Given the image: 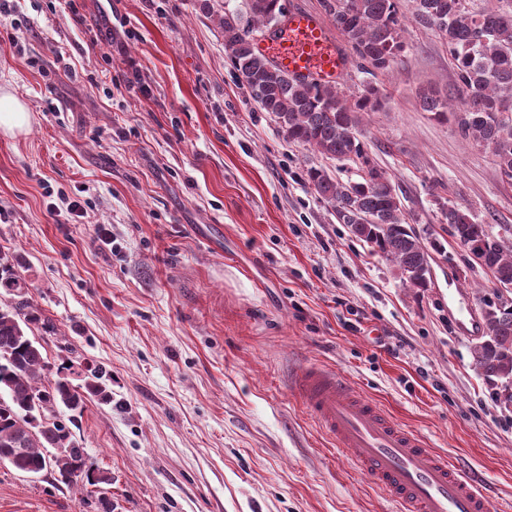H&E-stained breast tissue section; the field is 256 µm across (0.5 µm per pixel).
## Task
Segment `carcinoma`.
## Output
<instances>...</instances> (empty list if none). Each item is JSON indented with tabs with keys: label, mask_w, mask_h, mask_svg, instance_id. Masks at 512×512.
I'll return each instance as SVG.
<instances>
[{
	"label": "carcinoma",
	"mask_w": 512,
	"mask_h": 512,
	"mask_svg": "<svg viewBox=\"0 0 512 512\" xmlns=\"http://www.w3.org/2000/svg\"><path fill=\"white\" fill-rule=\"evenodd\" d=\"M324 8L345 36L358 69L373 74L391 67L405 32L401 0H324ZM285 12V0H249V20L232 10L220 16L224 50L237 81L288 140L329 161L359 164L364 176L358 182L340 181L322 165L306 170L307 181L375 254L402 274L428 273L431 252L440 251L441 244L434 239L426 245L407 227L399 194L364 149L360 114L378 110L379 90L368 87L355 95L336 85L300 82L255 51L254 32L275 24ZM415 18L446 40L456 73L455 95L428 90L420 95L421 109L453 120L466 144L489 153L500 175L512 181V8H476L473 0H415ZM442 215L469 254L495 280L512 285V246L490 235L465 206L450 203ZM0 287L19 297L0 308V464L24 474L49 472L66 486L99 495L103 504L112 473L89 459L61 412L81 414L89 397L112 401L107 373L91 366L82 383H74L73 366L51 364L28 335L24 324L35 316L14 265L0 263ZM476 299L484 306L486 332L473 347L475 365L489 380L512 377V299L480 289Z\"/></svg>",
	"instance_id": "obj_1"
}]
</instances>
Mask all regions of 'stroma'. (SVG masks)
<instances>
[{
	"mask_svg": "<svg viewBox=\"0 0 512 512\" xmlns=\"http://www.w3.org/2000/svg\"><path fill=\"white\" fill-rule=\"evenodd\" d=\"M248 0H16L0 14V91L30 126L0 132V254L16 258L50 362L112 375L74 438L111 471L112 512H397L305 411L293 374H340L512 501V406L473 363L474 292L491 274L444 224L469 207L512 225V182L419 95L453 91L448 48L402 0L382 94L362 128L409 226L439 238L427 288L402 284L336 219L289 141L236 80L217 15ZM82 217L71 218L69 202ZM107 225L111 244L97 239ZM0 512H102L49 473L0 464Z\"/></svg>",
	"mask_w": 512,
	"mask_h": 512,
	"instance_id": "35a3bbf8",
	"label": "stroma"
}]
</instances>
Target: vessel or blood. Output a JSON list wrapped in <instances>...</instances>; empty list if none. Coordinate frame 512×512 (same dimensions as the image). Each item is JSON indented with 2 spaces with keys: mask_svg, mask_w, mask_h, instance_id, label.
<instances>
[{
  "mask_svg": "<svg viewBox=\"0 0 512 512\" xmlns=\"http://www.w3.org/2000/svg\"><path fill=\"white\" fill-rule=\"evenodd\" d=\"M270 47L276 67L301 80L333 85L349 66L323 21L301 9L288 10L255 42L258 51ZM296 390L334 446L398 504L399 512H489L490 494L473 474L432 448L422 434L399 425L336 370L304 366Z\"/></svg>",
  "mask_w": 512,
  "mask_h": 512,
  "instance_id": "b4317fda",
  "label": "vessel or blood"
}]
</instances>
